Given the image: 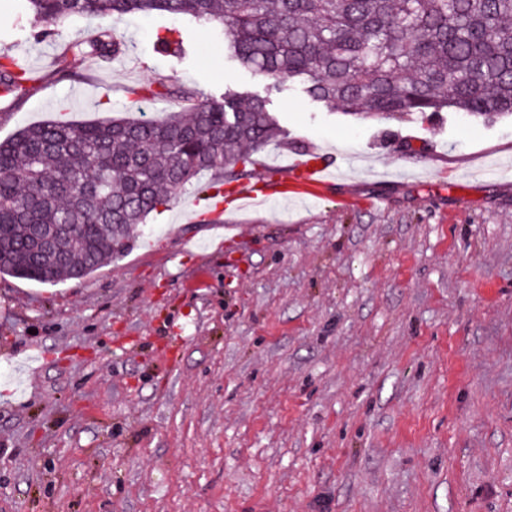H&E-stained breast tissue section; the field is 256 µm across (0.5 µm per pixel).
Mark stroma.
Listing matches in <instances>:
<instances>
[{"mask_svg": "<svg viewBox=\"0 0 512 512\" xmlns=\"http://www.w3.org/2000/svg\"><path fill=\"white\" fill-rule=\"evenodd\" d=\"M98 24L37 41L0 0V54L43 79L0 107V140L162 118L174 99L125 93L160 81L266 100L288 141L249 178L292 150L341 178L306 202L225 197L220 224L196 222L191 184L86 278L0 277V512H512V118L329 110L159 13L51 80ZM125 51L124 44L112 35L111 27H101L93 35L70 42L64 54L58 58L57 67L52 76L63 78L68 72V59L82 57L94 59L100 63H109Z\"/></svg>", "mask_w": 512, "mask_h": 512, "instance_id": "obj_1", "label": "stroma"}]
</instances>
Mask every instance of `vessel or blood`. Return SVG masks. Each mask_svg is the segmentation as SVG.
<instances>
[{
  "instance_id": "vessel-or-blood-1",
  "label": "vessel or blood",
  "mask_w": 512,
  "mask_h": 512,
  "mask_svg": "<svg viewBox=\"0 0 512 512\" xmlns=\"http://www.w3.org/2000/svg\"><path fill=\"white\" fill-rule=\"evenodd\" d=\"M274 181L257 180L241 184L235 191L239 209L258 208L267 203L271 190L294 199L317 196L333 185L337 170L316 157H304L299 153L289 154L283 165L276 169Z\"/></svg>"
}]
</instances>
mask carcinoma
Instances as JSON below:
<instances>
[{
    "mask_svg": "<svg viewBox=\"0 0 512 512\" xmlns=\"http://www.w3.org/2000/svg\"><path fill=\"white\" fill-rule=\"evenodd\" d=\"M30 34L55 36L94 15L189 17L220 30L233 57L283 83L301 78L314 101L348 113L409 116L464 112L512 116V0H26ZM124 44L101 27L67 45L68 59L108 63ZM35 77L0 56V96L27 97ZM138 84L132 102L164 95ZM282 136L264 100L184 95L162 119L29 124L0 141V274L79 280L124 252L138 227L204 173L209 200ZM55 235L50 253L35 239Z\"/></svg>",
    "mask_w": 512,
    "mask_h": 512,
    "instance_id": "cac0c4a2",
    "label": "carcinoma"
}]
</instances>
